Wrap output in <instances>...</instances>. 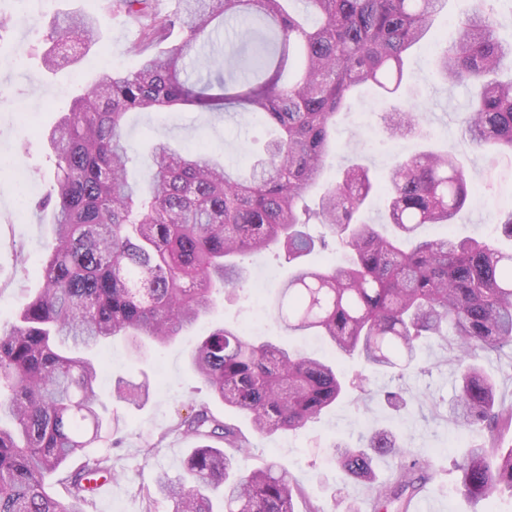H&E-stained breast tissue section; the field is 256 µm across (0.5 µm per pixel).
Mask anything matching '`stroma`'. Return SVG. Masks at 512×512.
Wrapping results in <instances>:
<instances>
[{
	"instance_id": "1",
	"label": "stroma",
	"mask_w": 512,
	"mask_h": 512,
	"mask_svg": "<svg viewBox=\"0 0 512 512\" xmlns=\"http://www.w3.org/2000/svg\"><path fill=\"white\" fill-rule=\"evenodd\" d=\"M468 0H448V13L441 17L428 39L415 47L408 58V80L402 97L412 98L424 120L425 138H390L384 128L387 110L378 93L369 87L356 94L349 111L336 125L337 155L326 171V179L339 176L341 168L360 163L376 181H383L395 160L424 147L458 155L468 175L473 198L451 224H427L420 233L428 237L452 234L460 238L496 240L500 234L498 215L512 208V156L490 155L473 149L462 137L459 115L467 108L468 86L445 85L430 60L442 47L450 25ZM105 0H56L52 12L20 13L13 0H0V17L9 25L0 29V56L9 60L0 68V157L8 162L0 171V327L14 322L24 304L42 286L40 258L52 235L49 212L39 210L53 178V154L38 130L52 126L68 108L69 100L103 72L102 60L113 68L132 69L138 64L132 49L139 40L135 26L124 17H112L99 42L91 47L65 45L76 56L70 68L47 71L42 54L56 14L81 12L102 14ZM124 132L140 156H148L155 141L166 140L186 151L203 149L216 158L230 161L241 172L263 156L270 129L256 114L232 110L223 114L172 109L162 112L133 111L125 116ZM25 172L34 186L22 197L23 184L13 170ZM249 278L229 298L221 301L212 315L199 322L187 336L164 348L132 352L123 339L103 348L98 392L106 407L105 418L124 422L119 445L103 441L87 449V458L110 454L121 477L105 497L95 499L89 512H144L139 486L151 484L156 473L176 476L197 442L168 434V427L190 407L201 405L238 428L249 440L251 452L244 459L247 469L270 459L282 463L304 488L295 501V512H305L317 503L323 512H359L370 492L363 485L343 483L334 462L336 442L358 444L361 436L375 430L397 434L403 447L433 457L438 477L423 488L421 500L430 501L432 512H482V503L467 500L460 492V474L453 458L478 443L477 433L457 428L448 418V402L457 390L456 374L444 344L422 343L418 366L405 375L373 373L357 361L346 360L342 368L348 378H364L371 395L348 391L320 419L293 434L256 432L248 418L224 408L202 380L186 368L187 351L198 336L215 324H230L250 332L257 317H264L265 337L284 346L317 355L326 346L312 336L285 333L268 315L273 287L287 278L289 264L276 249L242 257ZM146 379L151 395L142 407L116 401L112 386L116 377ZM161 447H152L153 439Z\"/></svg>"
}]
</instances>
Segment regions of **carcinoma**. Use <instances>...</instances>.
Instances as JSON below:
<instances>
[{
  "mask_svg": "<svg viewBox=\"0 0 512 512\" xmlns=\"http://www.w3.org/2000/svg\"><path fill=\"white\" fill-rule=\"evenodd\" d=\"M178 0L170 14L156 0H109L104 16L66 13L55 20L43 55L55 71L73 63L60 41L86 47L123 15L139 29L138 66L86 87L46 138L55 157L47 203L52 239L42 259L44 287L18 320L0 329V512H88L91 478L112 472L101 455L71 466L120 420L98 411L93 350L124 336L137 351L182 336L245 278L239 258L270 247L292 264L276 286L274 317L286 330L324 337L332 351L356 354L379 370L410 369L422 338L449 346L458 393L448 416L478 428L481 442L458 461L460 486L475 501L512 492V409L496 403V383L478 363L484 352L512 346V250L475 238L421 239L424 224H450L468 200V179L448 153L422 151L396 161L384 186L352 166L326 186L315 213L344 261L314 267L316 249L301 206L316 189L333 148L331 128L353 92L401 87L409 51L431 32L447 0ZM477 0L457 19L448 46L431 60L450 85L473 93L461 120L467 141L488 153L512 152V40ZM245 27L224 56V73L201 82L187 71L190 54L218 33L216 20ZM222 113L240 108L263 116L276 135L246 175L205 150L181 152L161 140L139 162L122 133L125 114L164 108ZM390 138L419 130L414 107L391 106ZM376 192L387 198L388 238L357 214ZM190 369L224 407L247 416L263 434L293 432L341 398L345 381L325 358L257 344L230 326L214 328L189 351ZM113 395L138 407L149 384L115 381ZM167 434L193 436L182 480L166 472L140 487L145 512L164 500L170 512H295L303 488L270 461L243 471L247 438L203 407ZM224 444L216 448L210 441ZM336 463L347 483L371 492L370 512H409L435 477L430 457L411 453L390 431L359 446L338 443ZM397 460L392 479L378 480L374 459ZM60 485L66 498L54 491Z\"/></svg>",
  "mask_w": 512,
  "mask_h": 512,
  "instance_id": "1",
  "label": "carcinoma"
}]
</instances>
